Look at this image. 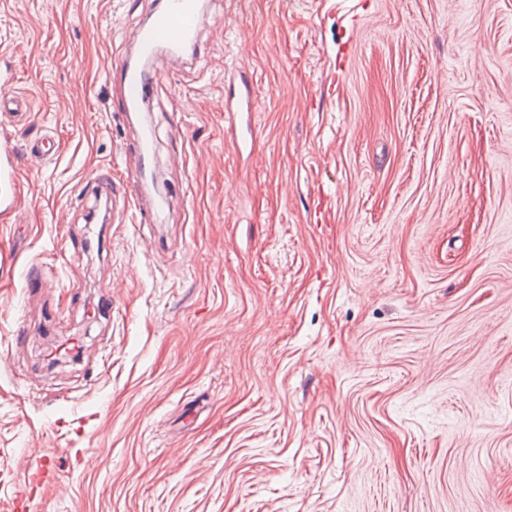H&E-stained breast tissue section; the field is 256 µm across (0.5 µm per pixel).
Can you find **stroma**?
I'll return each instance as SVG.
<instances>
[{
	"mask_svg": "<svg viewBox=\"0 0 512 512\" xmlns=\"http://www.w3.org/2000/svg\"><path fill=\"white\" fill-rule=\"evenodd\" d=\"M158 7L0 0L7 132L62 144L0 211V512L35 450L39 512H512V0H206L155 223H93ZM15 104L16 110H21L26 102L14 90V83L12 75L6 71L0 73V111L1 126L7 123H14L19 117H23L25 112H4L5 106ZM19 106V108H18Z\"/></svg>",
	"mask_w": 512,
	"mask_h": 512,
	"instance_id": "1",
	"label": "stroma"
}]
</instances>
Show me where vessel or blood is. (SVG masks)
Returning <instances> with one entry per match:
<instances>
[{"mask_svg": "<svg viewBox=\"0 0 512 512\" xmlns=\"http://www.w3.org/2000/svg\"><path fill=\"white\" fill-rule=\"evenodd\" d=\"M201 24L199 0H166L164 8L158 9L151 20L138 27L132 34L138 56L129 58L118 69L112 70L111 79L121 90V99L125 111L138 109L148 94L157 85L162 76L155 71L143 70L139 62L150 58L157 48H167L177 54L196 43ZM25 101L16 93L13 78L8 72L0 73V121L12 123L17 119L16 108L24 106ZM140 162L137 168L126 170L123 181L131 189L133 204L139 215L152 218L155 202L147 197L142 186L146 170L152 162L153 140L150 131H143L137 139ZM18 158L16 145L4 134L0 135V209L8 211L20 203L18 179ZM56 475V466L51 457H41L36 469L29 473L25 487L12 503L14 512H33L43 487Z\"/></svg>", "mask_w": 512, "mask_h": 512, "instance_id": "vessel-or-blood-1", "label": "vessel or blood"}]
</instances>
